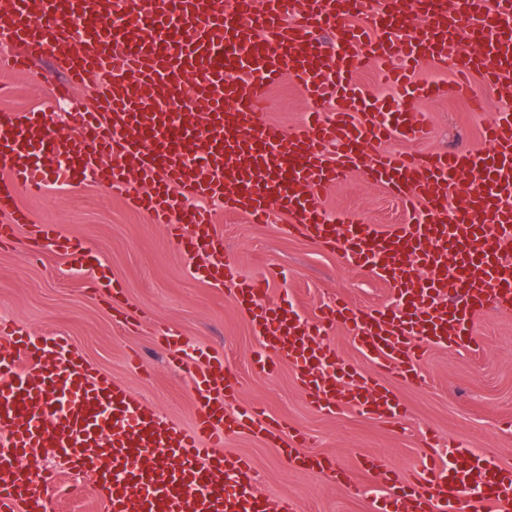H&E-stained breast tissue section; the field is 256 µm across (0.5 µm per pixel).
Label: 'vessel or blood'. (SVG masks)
I'll list each match as a JSON object with an SVG mask.
<instances>
[{
    "mask_svg": "<svg viewBox=\"0 0 512 512\" xmlns=\"http://www.w3.org/2000/svg\"><path fill=\"white\" fill-rule=\"evenodd\" d=\"M8 42L0 72L29 70L50 55L59 74L50 93L69 104L54 112L0 110V237L29 224L24 192L49 182L107 184L177 239L192 275L234 297L260 342L255 370L292 366L317 411L351 408L385 421L402 417L397 397L373 377L424 378L433 346L476 345V315L512 309V113L485 124L486 148L460 147L401 156L389 137L428 132L423 101L468 94L469 74L512 87V0H0ZM366 15V26L354 19ZM473 43L454 85L415 83L424 59L447 65L460 40ZM369 62L386 64L399 112L382 111L356 82ZM99 78V110H84L75 92ZM289 78L309 104L292 132L262 119L267 90ZM334 104L324 113L320 106ZM204 115L198 129L195 115ZM358 171L409 206L406 223L383 230L352 215H329L321 189ZM464 188L450 202L454 188ZM266 223L286 213L291 234L353 266L374 270L392 288L396 307L344 301L312 320L267 299L263 280L240 279L224 261V242L206 202ZM43 239L110 284L101 260L81 241L42 225ZM343 326L374 371L345 362L320 337ZM0 512H44L60 485L26 467L33 448H55L69 470L96 478L101 512H300L288 497L270 505L251 460L220 454L242 431L277 438L275 421L253 405L229 413L237 392L223 359L187 360L181 337H158L191 377L193 427L176 429L121 384L93 372L63 335L39 340L0 322ZM306 437L284 446L303 472L345 474L327 456L304 455ZM453 467L424 455L400 479L376 455L358 465L378 474L380 492L349 491L369 512H512V468L453 446Z\"/></svg>",
    "mask_w": 512,
    "mask_h": 512,
    "instance_id": "1",
    "label": "vessel or blood"
}]
</instances>
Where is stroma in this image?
<instances>
[{"mask_svg":"<svg viewBox=\"0 0 512 512\" xmlns=\"http://www.w3.org/2000/svg\"><path fill=\"white\" fill-rule=\"evenodd\" d=\"M57 79L46 56L30 71L0 77V108L31 112L51 107L64 112V105L52 104L49 98ZM471 87L484 99L485 112H472L468 99L461 97L426 101L429 136L420 142L392 139L384 150L424 153L456 145L483 147L484 121L511 110L512 97L501 95L477 75ZM269 96L272 106L265 119L296 128L308 108L299 86L286 78L270 88ZM319 199L329 213L364 217L384 229L405 219L403 203L358 172L321 190ZM21 203L34 223L15 227L0 243V319L32 336L69 337L94 371L124 384L143 405L178 428L193 426L190 380L157 345V335L164 331L181 336L194 351L223 358L238 388L230 411L261 404L284 431L306 434L308 451L335 459L351 480L367 488H376L379 478L358 468L361 457L382 456L404 478L429 435L438 450L452 442L463 444L512 467V428L506 426L512 421V313L477 316L474 332L484 348L481 354L463 347L430 349L420 384L408 386L397 374H381V381L403 404L406 423H382L352 409L325 414L308 404L289 364H281L271 375L253 368L259 340L248 315L237 307L232 288H213L195 279L177 243L144 213L93 183L79 188L54 184L42 194L22 195ZM209 208L224 238L225 257L246 276L269 277L272 302L288 301L307 319L339 297L359 306L392 303L388 285L375 272L289 234L288 216L279 209H272L268 223L252 224L223 211L219 203ZM37 223L55 225L93 249L120 284L121 294L94 295L89 278L52 245L36 249ZM135 353L141 357L137 367L130 362ZM222 452L254 462L270 503L287 496L298 502L301 512H367L366 503L334 479L296 471L283 449L250 433L229 435Z\"/></svg>","mask_w":512,"mask_h":512,"instance_id":"35a3bbf8","label":"stroma"}]
</instances>
